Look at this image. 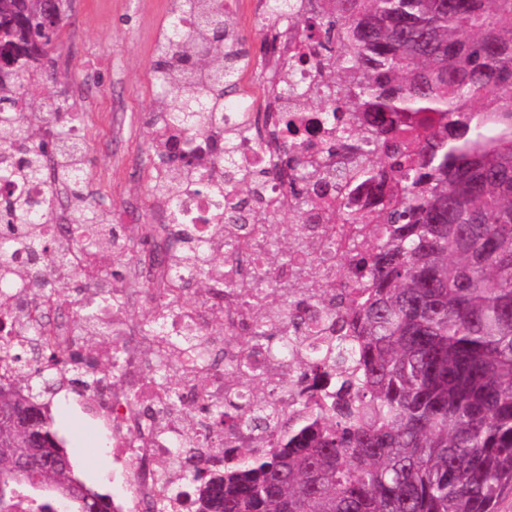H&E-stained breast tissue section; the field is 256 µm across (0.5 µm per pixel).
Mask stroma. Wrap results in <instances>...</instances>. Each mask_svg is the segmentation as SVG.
Segmentation results:
<instances>
[{
	"label": "stroma",
	"mask_w": 512,
	"mask_h": 512,
	"mask_svg": "<svg viewBox=\"0 0 512 512\" xmlns=\"http://www.w3.org/2000/svg\"><path fill=\"white\" fill-rule=\"evenodd\" d=\"M233 17L244 47L260 66L272 59V33L251 0H238ZM173 0H72L54 64L42 72L41 98H68L85 114L104 115L85 148L87 190L97 211L137 210L151 221L150 175L156 122L154 102L164 90L153 78L157 43L169 31ZM53 430L67 449L76 476L88 487L112 491V452L107 436L74 418L63 395L51 401Z\"/></svg>",
	"instance_id": "1"
}]
</instances>
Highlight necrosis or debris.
Listing matches in <instances>:
<instances>
[{
	"instance_id": "obj_1",
	"label": "necrosis or debris",
	"mask_w": 512,
	"mask_h": 512,
	"mask_svg": "<svg viewBox=\"0 0 512 512\" xmlns=\"http://www.w3.org/2000/svg\"><path fill=\"white\" fill-rule=\"evenodd\" d=\"M244 78V73L236 74L232 81L236 92L224 101L219 125L230 139L224 144L223 156L210 166L213 180L223 182L240 171L267 172V179L256 184L255 190L269 210H276L284 191L300 177L294 169L282 177L274 175L276 147L285 139L298 143L302 163L326 172L327 178L313 189L315 205L303 223H289L288 230L314 240L335 231L339 207L361 215L388 194V186L376 182L350 189L345 175L358 167L362 151L332 144L337 129L350 121L347 113L329 117L320 108L271 103L263 95L242 89ZM260 110L287 115V127L274 133L258 131L255 114ZM89 128L86 120L48 127L49 149L40 160L41 180L23 185L0 182V205L17 196L33 203L50 201L53 220L44 226L43 237L55 246L70 244L72 208L71 189L58 180L62 161L55 148L67 140L86 141ZM244 202L235 187L220 194L191 192L179 196L174 207H157L150 226L153 251L117 274L112 271V252L122 242L104 232L96 256L72 253L70 270L50 275L35 270L13 280L0 279V343L18 356H28L32 328L44 326L52 345L64 353L55 367L58 381L67 383L75 376L87 380L86 385L72 389V400L83 416L101 424L112 443V462L119 475L112 494L114 512H150L161 501L169 502L172 512H199L195 493L183 482V467L166 468V461L191 448L203 464L220 466L225 440H250L248 428L222 426L207 415L208 409L225 402V365L244 353L227 341L249 320L248 310L238 304L233 289L239 285L257 288V272L269 241L267 235L255 231L235 253L225 254L222 236L212 230L214 215L238 211ZM176 218L190 225V236L173 234ZM187 250L223 257L224 266L215 276L223 299L190 297L194 266L178 269L172 263L175 254ZM340 259L337 249L313 257L298 255L277 276L286 281L312 266L322 286L331 288L341 280ZM80 308L92 309V318L79 320L76 311ZM150 309L160 313L165 335L187 337L195 357L154 353L151 338L142 329V316ZM216 318L223 319V332L213 331L211 322ZM113 356L118 363L111 368L107 362ZM161 359L170 366L164 388L153 381L151 372ZM172 390L182 396L183 412L170 410L167 396Z\"/></svg>"
}]
</instances>
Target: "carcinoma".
I'll return each mask as SVG.
<instances>
[{
	"label": "carcinoma",
	"mask_w": 512,
	"mask_h": 512,
	"mask_svg": "<svg viewBox=\"0 0 512 512\" xmlns=\"http://www.w3.org/2000/svg\"><path fill=\"white\" fill-rule=\"evenodd\" d=\"M17 2L0 0V60L14 72L0 81V113L16 108L24 124L15 132L0 125V149L20 154L23 166L0 169V181L38 176L43 126L77 111L27 92V73L42 66L60 30ZM188 2L204 39L182 34L175 18L172 40L158 48L155 79L169 89L158 110L204 135L202 95L224 102L240 53L224 0ZM298 23L319 50L326 94L299 92L286 79L276 94L349 113L342 138L374 143L353 177L387 176L398 189L365 218L341 216L362 225L345 243L359 256L346 270L357 283L351 290L332 295L305 271L280 291L274 270L312 253L314 242L273 241L260 271L269 291L244 297L253 325L231 340L248 350L267 335L272 313L283 312L282 337L298 342L308 322L288 314V298L307 294L329 311L332 335L297 362L340 387L284 419L269 397L287 377L273 381L242 357L224 381L247 389L251 405L229 400L211 415L252 429L266 452L229 448L221 471L192 466L188 480L202 512H497L512 492V0H319L288 14V25ZM176 145L167 139L153 149L174 166ZM74 198L70 233L92 252L105 219L84 187ZM310 204L301 190L283 194L296 223ZM31 209L19 201L0 214V265L17 258L11 228L31 223ZM217 228L234 248L246 225L230 214ZM135 252L130 239L112 264H129ZM180 260L197 264L194 282L205 294L211 270L224 263ZM32 336L34 359L20 368L27 394L0 385V409L37 407L48 445L29 448L24 432L0 424L13 440L0 447V512H12L26 487L53 492L64 503L59 512H112L109 496L75 479L52 432L38 398L54 393L56 378L39 365L46 351ZM22 456L34 458L30 478L16 474Z\"/></svg>",
	"instance_id": "1"
}]
</instances>
